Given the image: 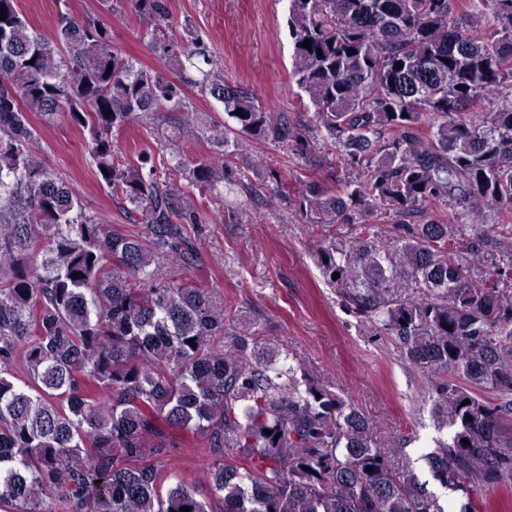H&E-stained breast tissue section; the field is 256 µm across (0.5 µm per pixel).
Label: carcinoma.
Returning a JSON list of instances; mask_svg holds the SVG:
<instances>
[{"label": "carcinoma", "instance_id": "carcinoma-1", "mask_svg": "<svg viewBox=\"0 0 512 512\" xmlns=\"http://www.w3.org/2000/svg\"><path fill=\"white\" fill-rule=\"evenodd\" d=\"M1 5L0 512H52L57 499L66 512H444L349 400L295 355L258 347L254 324L229 323L216 289L179 276L207 220L191 192L222 197L229 148L263 139L314 157L319 137L356 177L336 195L311 182L301 214L402 221L392 241L360 224L314 260L343 308L427 373L450 430L427 465L476 512L475 488L512 474V265L474 271L489 242L512 245V0H288L309 139L224 82L198 36L162 46L177 84L114 50L99 24L63 14L45 38L17 0ZM182 84L221 102L224 120L207 128L210 157L173 166L185 181L174 193L148 156L117 161L112 133L153 112L193 126ZM30 112L87 132L100 181L144 231L86 214L38 160ZM439 204L446 222L403 221ZM488 209L498 223L485 230ZM169 428L247 470L215 459L206 494L171 481Z\"/></svg>", "mask_w": 512, "mask_h": 512}]
</instances>
